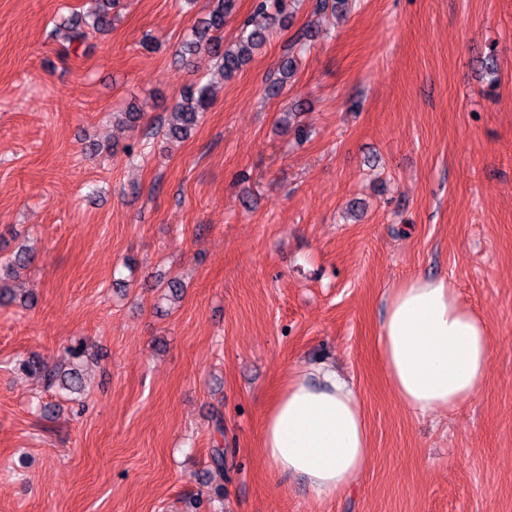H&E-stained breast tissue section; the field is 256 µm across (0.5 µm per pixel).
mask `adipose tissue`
Listing matches in <instances>:
<instances>
[{"label": "adipose tissue", "mask_w": 512, "mask_h": 512, "mask_svg": "<svg viewBox=\"0 0 512 512\" xmlns=\"http://www.w3.org/2000/svg\"><path fill=\"white\" fill-rule=\"evenodd\" d=\"M378 343L389 382L415 414L475 397L492 356L486 321L443 276H416L390 289ZM261 450L275 472L305 478L316 498H335L370 462L358 390L326 363L293 371L265 413Z\"/></svg>", "instance_id": "adipose-tissue-1"}]
</instances>
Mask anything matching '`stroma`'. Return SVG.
<instances>
[{
    "label": "stroma",
    "instance_id": "obj_1",
    "mask_svg": "<svg viewBox=\"0 0 512 512\" xmlns=\"http://www.w3.org/2000/svg\"><path fill=\"white\" fill-rule=\"evenodd\" d=\"M85 3L0 0V251L37 249L0 303V512H512V0H300L174 144L158 127L214 70L182 47L212 0H114L90 52L62 32ZM415 275L492 329L482 392L424 416L378 354ZM76 342L79 399L19 366ZM319 362L371 443L323 502L259 451L269 401ZM296 68L293 65V57L287 58L286 61L282 63L279 69L273 73L272 76L268 78L267 86L265 89L266 96L270 98H275L281 95V93L285 90L288 85L289 79L294 75Z\"/></svg>",
    "mask_w": 512,
    "mask_h": 512
}]
</instances>
